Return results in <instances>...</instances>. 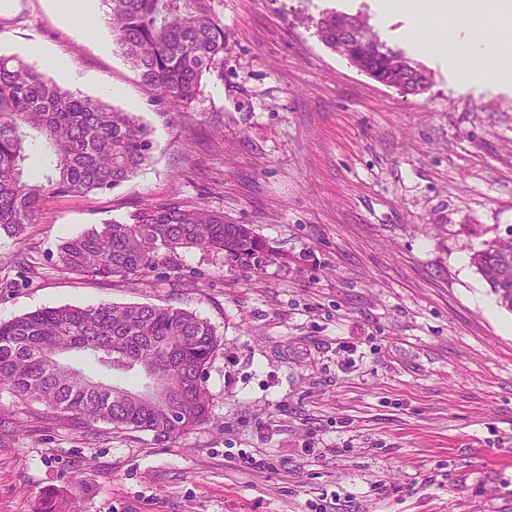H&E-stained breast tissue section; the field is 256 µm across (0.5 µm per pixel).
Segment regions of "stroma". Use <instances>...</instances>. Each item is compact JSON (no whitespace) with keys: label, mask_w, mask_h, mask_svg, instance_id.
Here are the masks:
<instances>
[{"label":"stroma","mask_w":512,"mask_h":512,"mask_svg":"<svg viewBox=\"0 0 512 512\" xmlns=\"http://www.w3.org/2000/svg\"><path fill=\"white\" fill-rule=\"evenodd\" d=\"M378 0H214L224 74L169 107L49 0L0 8V54L38 43L59 84L135 112L153 157L106 193L48 199L24 240L0 235V322L45 307L174 305L220 346L208 420L177 437L66 419L0 389V512H512V312L469 257L512 233V83L401 39ZM364 18L431 74L383 86L320 39ZM162 199L247 224L278 251L256 270L182 250L141 278L62 272L58 246ZM27 53L43 62L49 63L52 68L64 78L72 79L76 82L80 81V77L70 68L69 64L64 59L50 55L42 46L37 44L29 45L27 47Z\"/></svg>","instance_id":"stroma-1"}]
</instances>
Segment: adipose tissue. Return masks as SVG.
Wrapping results in <instances>:
<instances>
[{"mask_svg": "<svg viewBox=\"0 0 512 512\" xmlns=\"http://www.w3.org/2000/svg\"><path fill=\"white\" fill-rule=\"evenodd\" d=\"M438 9L436 0H380L378 5L380 16L400 10L409 17L410 24L401 33L403 40L443 52L452 61L478 57L487 59V67L479 71L459 70L460 84L466 85L477 79L495 85L512 78V57L499 44L474 41L466 18H459L458 33L449 43L444 42L434 31L423 28L422 20L435 14Z\"/></svg>", "mask_w": 512, "mask_h": 512, "instance_id": "1", "label": "adipose tissue"}]
</instances>
